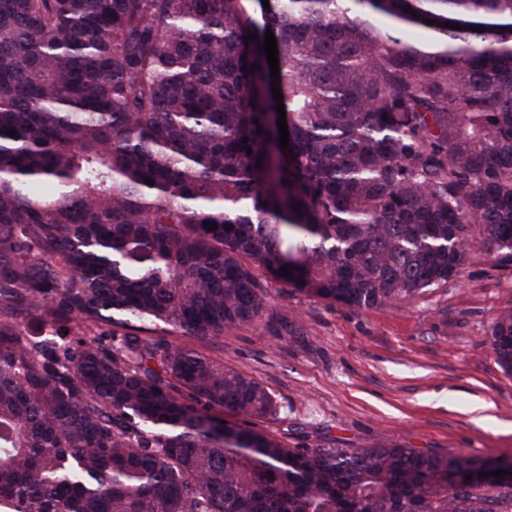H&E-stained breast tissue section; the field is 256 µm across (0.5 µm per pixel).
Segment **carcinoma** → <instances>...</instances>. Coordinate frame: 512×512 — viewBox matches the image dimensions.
<instances>
[{"instance_id":"carcinoma-1","label":"carcinoma","mask_w":512,"mask_h":512,"mask_svg":"<svg viewBox=\"0 0 512 512\" xmlns=\"http://www.w3.org/2000/svg\"><path fill=\"white\" fill-rule=\"evenodd\" d=\"M269 6L0 0V512H512L461 455L286 446L193 347L266 282L368 310L476 228L512 261V0ZM491 346L512 373V311Z\"/></svg>"}]
</instances>
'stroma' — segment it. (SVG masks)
Returning a JSON list of instances; mask_svg holds the SVG:
<instances>
[{
	"label": "stroma",
	"mask_w": 512,
	"mask_h": 512,
	"mask_svg": "<svg viewBox=\"0 0 512 512\" xmlns=\"http://www.w3.org/2000/svg\"><path fill=\"white\" fill-rule=\"evenodd\" d=\"M476 239L458 280L357 310L270 283L273 317L201 350L255 378L277 411L259 430L289 446L396 443L423 453L512 457V374L489 336L512 310V262ZM485 406L477 414V406Z\"/></svg>",
	"instance_id": "35a3bbf8"
}]
</instances>
